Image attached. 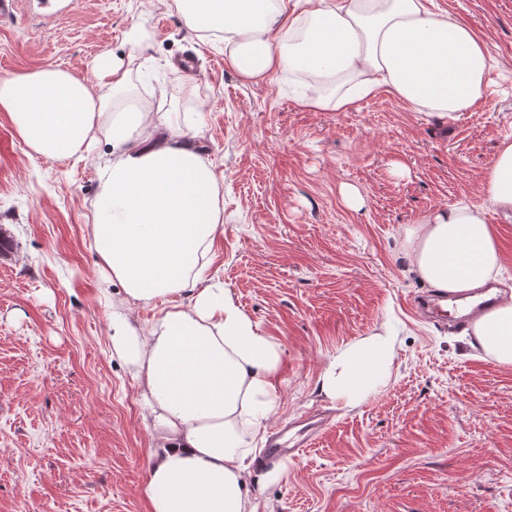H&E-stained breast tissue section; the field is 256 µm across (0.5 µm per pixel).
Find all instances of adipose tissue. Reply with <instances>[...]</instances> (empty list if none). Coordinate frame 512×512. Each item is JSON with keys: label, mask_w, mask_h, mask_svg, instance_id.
Instances as JSON below:
<instances>
[{"label": "adipose tissue", "mask_w": 512, "mask_h": 512, "mask_svg": "<svg viewBox=\"0 0 512 512\" xmlns=\"http://www.w3.org/2000/svg\"><path fill=\"white\" fill-rule=\"evenodd\" d=\"M194 32L224 35L228 61L246 80L278 71L320 80L301 98L311 111L351 110L386 90L442 118L478 104L489 59L482 40L429 0H173ZM94 81L59 67L0 77V112L34 154L109 150L96 163L92 238L110 279L124 291L112 315V349L142 388L153 420L150 469L141 489L150 512H255L250 496L255 436L273 414L281 344L236 303L231 289L205 283L203 258L224 222L211 164L196 127L148 126L135 102L116 110L128 74L111 54L94 58ZM512 222V142L492 163L482 202L427 212L406 231L413 272L434 288L461 293L502 272L487 211ZM168 300L148 333L129 309ZM475 346L512 366V303L471 329ZM394 341L383 330L340 350L319 379L329 400L356 407L387 386Z\"/></svg>", "instance_id": "ef3b65f1"}]
</instances>
